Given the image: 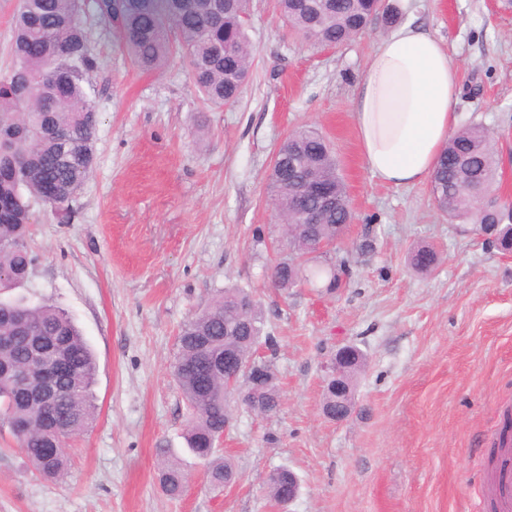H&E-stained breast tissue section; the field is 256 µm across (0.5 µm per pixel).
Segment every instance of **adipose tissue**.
<instances>
[{
  "label": "adipose tissue",
  "mask_w": 512,
  "mask_h": 512,
  "mask_svg": "<svg viewBox=\"0 0 512 512\" xmlns=\"http://www.w3.org/2000/svg\"><path fill=\"white\" fill-rule=\"evenodd\" d=\"M459 94V69L432 31L405 23L383 37L354 96L368 171L398 187L430 179L457 123Z\"/></svg>",
  "instance_id": "1"
}]
</instances>
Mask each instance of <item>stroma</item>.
Segmentation results:
<instances>
[{
    "label": "stroma",
    "mask_w": 512,
    "mask_h": 512,
    "mask_svg": "<svg viewBox=\"0 0 512 512\" xmlns=\"http://www.w3.org/2000/svg\"><path fill=\"white\" fill-rule=\"evenodd\" d=\"M388 3L392 19L328 48L289 29L278 0H251V79L234 107L216 108L181 57L133 67L96 0H84L96 164L68 223L33 205V264L0 301L50 304L75 320L95 357L97 410L68 440L56 483L0 425V512H274L267 478L279 467L300 481L287 512H471L512 415V256L450 222L430 183L373 177L353 99L379 40L409 19L424 23L459 67V127L490 132L497 188L512 194V0ZM301 126L329 141L354 213L343 242L319 258L343 267L333 291L322 278L287 289L267 278L284 255L272 158ZM427 246L439 262L413 268L410 253ZM227 288L251 293L276 339L256 354L282 403L263 415L232 400L219 453L236 483L217 492L186 447L189 410L172 363L182 326ZM347 343L366 367L352 414L336 422L322 412L325 367ZM171 458L187 477L177 499L159 485Z\"/></svg>",
    "instance_id": "1"
}]
</instances>
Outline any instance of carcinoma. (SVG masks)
<instances>
[{"instance_id":"1","label":"carcinoma","mask_w":512,"mask_h":512,"mask_svg":"<svg viewBox=\"0 0 512 512\" xmlns=\"http://www.w3.org/2000/svg\"><path fill=\"white\" fill-rule=\"evenodd\" d=\"M83 0H21L13 29V53L17 67L0 82V288L24 281L32 257L24 240L32 216V204L45 202L53 191L69 219V205L80 193L95 163L98 113L86 91L97 61L92 54L83 21ZM101 16L119 27L130 60L146 72L157 69L172 55L183 56L193 83L206 101L232 107L240 84L249 77L251 49L247 38L250 0H102ZM280 15L313 45L342 44L363 33L373 18L385 12L383 0H279ZM278 153L288 165L271 174L272 197L286 224L289 256L270 271V280L286 289L301 281L329 275L318 266L307 270L305 258L320 242L337 243L353 221L346 188L336 171L332 150L317 131L301 127L289 135ZM317 179L336 188V207L320 223L303 224L293 205L295 191L288 186L294 174L306 166ZM496 169L485 129L471 125L454 134L443 150L432 182L439 188L440 209L453 220L496 224L497 241L512 240V212L486 211L471 193L475 184L493 186ZM410 264L422 269L437 263L431 247L411 252ZM262 317L250 293L226 288L181 329L173 375L193 410L186 434L187 449L206 461L209 484L224 488V476L233 472L229 461L217 456L214 435L224 426V371L208 376L205 389L197 386L205 363L233 349L240 359H253L256 347L275 346L274 338L261 336ZM0 336L14 343L0 347V420L6 422L20 448L44 479L57 481L64 474L67 455L57 433L71 437L93 421L92 395L96 363L92 350L75 323L52 306H32L23 301L0 302ZM51 338L67 364L57 380L52 413L35 394L39 364L30 356V337ZM365 355L349 362L345 388L325 387L323 406L351 408L353 377L364 367ZM249 407L261 414L278 411L277 383L250 398ZM183 472L176 464L160 475L164 492L178 497L183 492ZM271 499L280 502L288 492V469L269 483Z\"/></svg>"}]
</instances>
